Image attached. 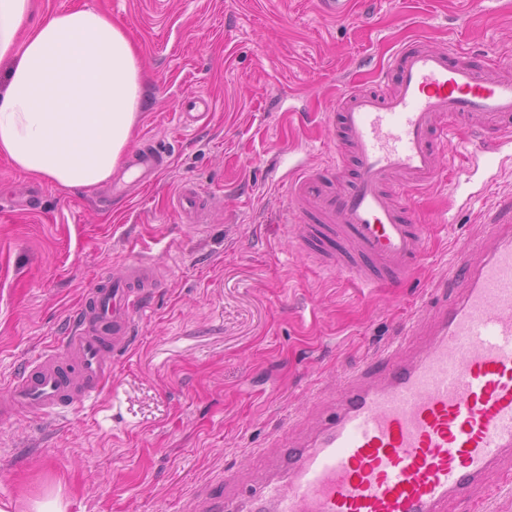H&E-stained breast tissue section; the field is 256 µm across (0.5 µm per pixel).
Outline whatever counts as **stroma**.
<instances>
[{
    "label": "stroma",
    "mask_w": 512,
    "mask_h": 512,
    "mask_svg": "<svg viewBox=\"0 0 512 512\" xmlns=\"http://www.w3.org/2000/svg\"><path fill=\"white\" fill-rule=\"evenodd\" d=\"M123 26L145 62L135 146L170 164L132 199L63 191L0 156V382L54 350L82 292L140 258L162 265L127 351L98 399L56 421L0 423V512L60 490L82 512H207L283 462L282 446L330 410L346 376L429 322L427 295L454 256L512 202V166L469 168L461 129L413 218L427 247L400 288L357 287L301 254L281 181L336 155L326 119L346 87L372 89L396 48L422 41L512 66V0H32ZM211 99L184 125L183 101ZM195 187L202 215L173 207Z\"/></svg>",
    "instance_id": "stroma-1"
}]
</instances>
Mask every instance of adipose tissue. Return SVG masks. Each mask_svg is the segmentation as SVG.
Listing matches in <instances>:
<instances>
[{"mask_svg":"<svg viewBox=\"0 0 512 512\" xmlns=\"http://www.w3.org/2000/svg\"><path fill=\"white\" fill-rule=\"evenodd\" d=\"M30 0H0V155L23 174L92 189L124 166L143 63L127 31L91 8L27 25Z\"/></svg>","mask_w":512,"mask_h":512,"instance_id":"adipose-tissue-1","label":"adipose tissue"}]
</instances>
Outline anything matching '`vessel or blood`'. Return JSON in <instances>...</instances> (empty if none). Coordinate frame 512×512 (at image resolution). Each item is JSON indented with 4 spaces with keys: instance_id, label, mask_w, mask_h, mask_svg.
Segmentation results:
<instances>
[{
    "instance_id": "vessel-or-blood-1",
    "label": "vessel or blood",
    "mask_w": 512,
    "mask_h": 512,
    "mask_svg": "<svg viewBox=\"0 0 512 512\" xmlns=\"http://www.w3.org/2000/svg\"><path fill=\"white\" fill-rule=\"evenodd\" d=\"M498 66L417 42L399 47L381 71L391 90L343 92L329 133L357 172L339 188L341 168L289 170L299 249L359 287H400L425 252L408 200L433 180L450 134L473 130L478 161L512 140V78L495 76ZM167 164L164 151L144 146L113 176V196L152 187ZM457 279L462 290L428 327L405 325L416 346L393 344L377 369L347 378L313 432L284 448L286 471L225 500L224 512H448L450 499L493 471L503 476L499 492H512V225L491 224L440 284ZM160 285L150 258L97 281L57 339L65 356L27 361L7 384L0 420L18 409L50 416L98 397L109 355L127 347L149 289Z\"/></svg>"
}]
</instances>
